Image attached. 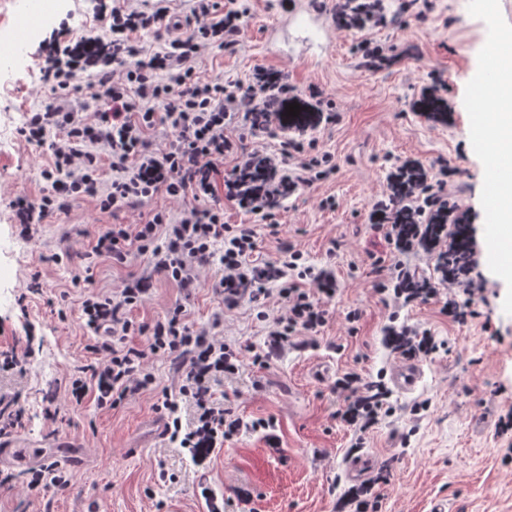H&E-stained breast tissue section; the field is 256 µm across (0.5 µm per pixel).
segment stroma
Here are the masks:
<instances>
[{
  "label": "stroma",
  "instance_id": "obj_1",
  "mask_svg": "<svg viewBox=\"0 0 512 512\" xmlns=\"http://www.w3.org/2000/svg\"><path fill=\"white\" fill-rule=\"evenodd\" d=\"M424 21L389 24L372 37L402 52L416 47L383 70L365 69L355 51L353 31L334 29L324 45L319 33L282 31L275 46L266 32L286 14L280 0H250L243 42L234 54L213 62L214 73L245 79L254 69H286L291 81L314 83L336 101L343 114L332 129L314 130L321 150L334 154L338 170L311 193L287 200L279 236L293 241L312 264L335 256L344 292L330 309V319L315 348L284 353L260 368L244 363L226 380L224 390L236 412L248 419L272 420V438L244 434L225 442L204 465H195L185 449L153 435L158 414L155 396L146 392L111 410L93 401L69 413L68 422L51 431L41 415L45 389L74 367L89 363L86 331L77 316L59 321L52 301L67 294L78 304L88 288L119 287L138 263L115 267L101 263L91 281L81 280L77 263H51L52 253L85 251L100 224H127L136 212H101L92 201L45 221L27 241L11 223L10 201L17 193L40 196L47 148L26 144L18 134L26 113L45 105L42 79L45 46L51 33L66 26L79 34L93 20L94 0H60L55 15L41 24L19 57L0 67V351L31 348L24 372L0 374V397L17 400L26 426L13 443L51 449L75 448L71 483L63 490L32 491L15 469L11 486L0 488V512H206L200 483L223 495L229 512H352L345 493L356 488L351 461L365 458L370 473L388 465L377 484V512H431L444 501L447 512H512V431L498 432L500 416L512 409V279L487 260L494 219L488 211L490 187L483 180L485 154L472 148L483 108L476 79L484 75L486 54L498 33L512 32V0H428ZM448 85L443 104L447 124H435L414 107L433 77ZM429 163L445 158L458 169V201L475 228L478 270L488 281L478 318L448 322L437 304L402 309L408 322L430 328L446 346L423 360L414 390L392 389V416L366 436L364 447L350 445L352 432L335 412L342 400L330 387L339 374L354 369L373 380L391 374L400 359L387 348L382 328L389 311L372 290L366 227L371 198L385 186L397 159ZM331 197L335 208H321ZM83 225L86 235L61 242L62 231ZM40 273L42 294H30L33 273ZM360 309L356 333H349L346 313ZM224 337L241 347H262L263 324L248 306L224 317Z\"/></svg>",
  "mask_w": 512,
  "mask_h": 512
}]
</instances>
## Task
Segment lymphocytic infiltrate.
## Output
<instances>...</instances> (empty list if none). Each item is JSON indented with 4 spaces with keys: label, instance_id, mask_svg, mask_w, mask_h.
I'll use <instances>...</instances> for the list:
<instances>
[{
    "label": "lymphocytic infiltrate",
    "instance_id": "1",
    "mask_svg": "<svg viewBox=\"0 0 512 512\" xmlns=\"http://www.w3.org/2000/svg\"><path fill=\"white\" fill-rule=\"evenodd\" d=\"M249 13L248 0H98L94 23L80 35L51 37L43 66L51 100L26 113L19 130L27 143L49 147V187L39 198L21 193L10 203L25 239L85 200L103 212H138L135 223L100 225L82 256L88 275L100 262L122 267L136 256L145 267L121 288L83 293L76 310L94 362L68 377L67 393L71 405L90 396L98 408L112 409L155 392L169 443L199 465L225 441L273 426L224 404V379L242 362L241 350L220 332L225 313L246 304L265 322L263 346L252 356L264 367L273 356L315 346L327 306L340 293L335 263L312 265L292 242L279 240L277 258L257 254L258 226L277 237L283 202L335 174L333 155L307 133L339 124L342 115L322 89L299 90L282 69L261 68L245 81L202 76L205 60L236 51ZM144 35L162 39V48L138 45ZM292 103L298 116L287 113ZM276 130L288 137L272 150L261 137ZM159 132L167 138L160 147ZM455 172L444 158L397 161L369 204V229L384 241L383 250L368 254L373 288L395 308L384 334L407 360L429 357L441 344L431 329L399 321L397 309L432 301L449 321L462 323L477 317L475 303L487 287L475 273L474 227L449 188ZM160 196L181 201V208L154 207ZM228 204L255 223L225 222ZM419 257L432 260L430 274L420 273ZM216 264L219 309L198 325L185 301ZM156 274L182 298L153 321H137L132 312L146 303ZM135 335L145 347L128 344ZM153 356L169 360L177 392L158 388L148 365ZM331 391L344 398L336 418L359 433L392 413L384 383L364 381L356 371L337 377ZM185 404L193 409L187 423Z\"/></svg>",
    "mask_w": 512,
    "mask_h": 512
}]
</instances>
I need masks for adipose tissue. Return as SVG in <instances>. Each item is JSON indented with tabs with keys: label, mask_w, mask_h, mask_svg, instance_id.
Instances as JSON below:
<instances>
[{
	"label": "adipose tissue",
	"mask_w": 512,
	"mask_h": 512,
	"mask_svg": "<svg viewBox=\"0 0 512 512\" xmlns=\"http://www.w3.org/2000/svg\"><path fill=\"white\" fill-rule=\"evenodd\" d=\"M502 54L494 83L479 82L478 89L488 103L479 121L489 141L501 154H512V38L500 43Z\"/></svg>",
	"instance_id": "1"
}]
</instances>
